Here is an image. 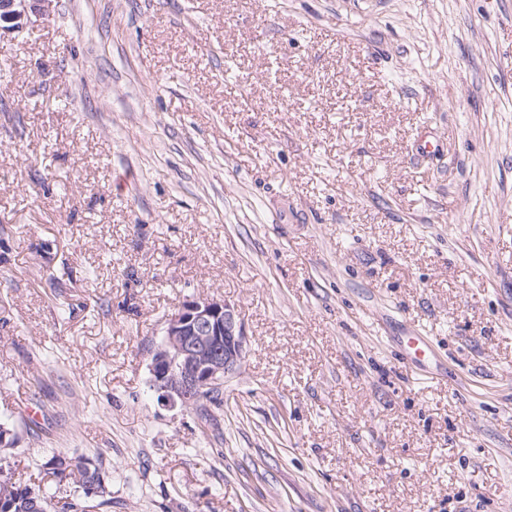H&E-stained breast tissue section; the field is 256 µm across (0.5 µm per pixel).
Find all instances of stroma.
<instances>
[{
    "instance_id": "1",
    "label": "stroma",
    "mask_w": 512,
    "mask_h": 512,
    "mask_svg": "<svg viewBox=\"0 0 512 512\" xmlns=\"http://www.w3.org/2000/svg\"><path fill=\"white\" fill-rule=\"evenodd\" d=\"M198 292L247 336L205 415L150 387ZM0 422L16 473L85 455L112 512H512V0L1 30Z\"/></svg>"
}]
</instances>
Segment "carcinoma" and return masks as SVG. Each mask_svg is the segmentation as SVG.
Listing matches in <instances>:
<instances>
[{"label":"carcinoma","mask_w":512,"mask_h":512,"mask_svg":"<svg viewBox=\"0 0 512 512\" xmlns=\"http://www.w3.org/2000/svg\"><path fill=\"white\" fill-rule=\"evenodd\" d=\"M56 458L55 454L48 457L42 467L57 481L74 484L80 489L81 497L58 506L48 500L41 490L18 483L11 472L0 467V512H89L91 508L98 512H112V496L108 489L98 494L91 493L95 474L100 472L99 466L95 465L88 470L81 466L85 456L77 455L75 468L64 472L57 470Z\"/></svg>","instance_id":"1"}]
</instances>
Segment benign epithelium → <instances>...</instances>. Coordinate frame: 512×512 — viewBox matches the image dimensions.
I'll list each match as a JSON object with an SVG mask.
<instances>
[{"label":"benign epithelium","mask_w":512,"mask_h":512,"mask_svg":"<svg viewBox=\"0 0 512 512\" xmlns=\"http://www.w3.org/2000/svg\"><path fill=\"white\" fill-rule=\"evenodd\" d=\"M52 6L53 0H0V29L21 31ZM246 344L235 305L203 292L190 295L166 319L152 356L151 387L166 403L190 408L240 368Z\"/></svg>","instance_id":"1"}]
</instances>
